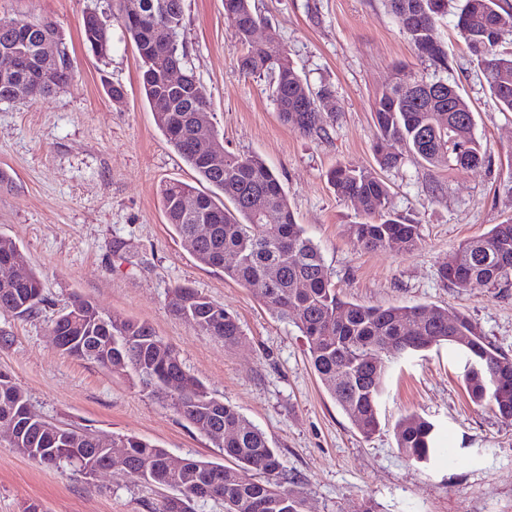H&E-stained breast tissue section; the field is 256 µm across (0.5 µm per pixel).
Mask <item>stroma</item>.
I'll list each match as a JSON object with an SVG mask.
<instances>
[{"label": "stroma", "instance_id": "35a3bbf8", "mask_svg": "<svg viewBox=\"0 0 512 512\" xmlns=\"http://www.w3.org/2000/svg\"><path fill=\"white\" fill-rule=\"evenodd\" d=\"M265 23L256 40L285 46L312 88L329 85L330 126L307 136L285 125L268 79L240 73V46L224 0H184L186 65L206 87L225 151L259 155L280 177L298 224L318 246L338 295L366 306L425 304L471 318L512 357V286L443 283L437 270L460 241L512 219V112L502 111L481 70L441 18L449 81L475 116L486 162L433 167L406 157L383 172L393 211L420 226L410 252L369 251L351 224L361 216L339 200L326 174L337 163L373 167L372 104L388 84L432 75L386 0H254ZM112 20L113 0H0V19L51 20L71 62V83L43 100L0 102V236L39 273L38 313L0 311V372L45 418L108 435H134L180 458L223 461L222 449L131 374L112 373L58 351L54 319L80 296L106 312L148 323L186 371L262 430L278 448L288 491L303 512H512V422L470 398L463 366L448 345L403 358L388 382L380 426L364 438L331 399L299 330L281 321L223 270L199 264L166 222L163 182H193V171L157 129L140 92L136 49L114 30L104 58L84 43L87 9ZM122 85L114 105L104 85ZM187 285L236 315L233 347L172 314L168 293ZM416 414L434 422L441 453L408 460L394 428ZM163 490L120 469L87 479L19 454L0 439V512L40 502L46 512H155Z\"/></svg>", "mask_w": 512, "mask_h": 512}]
</instances>
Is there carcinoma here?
Here are the masks:
<instances>
[{
  "label": "carcinoma",
  "instance_id": "carcinoma-1",
  "mask_svg": "<svg viewBox=\"0 0 512 512\" xmlns=\"http://www.w3.org/2000/svg\"><path fill=\"white\" fill-rule=\"evenodd\" d=\"M160 0H114L116 20L133 41L140 58L141 90L155 124L181 159L196 174V184L170 181L160 188L167 224L207 267L224 269L226 277L250 289L277 316L293 323L306 339L310 363L321 383L352 424L365 437L379 427V407L385 395L389 364L432 345L446 344L465 361V380L474 403L488 406L512 421V358L498 352L477 325L463 314L448 320V309L428 305L365 306L345 301L332 287L322 255L305 229L296 223L279 176L258 155L224 154L216 168L197 153L193 140L201 121L211 122L210 96L199 85L185 97L162 80L165 69L183 67V0H166L169 9L157 14ZM392 14L417 53L439 70L448 69V53L435 39L437 21L448 11V0H387ZM500 0H457L454 28L469 55L478 62L501 110L512 112V28L498 27ZM242 48L238 67L247 77H270L271 95L279 118L303 134L326 131L321 103L332 97L324 85L314 91L280 45L255 44L252 31L263 22L251 0H224ZM84 41L105 56L112 33L92 9L82 17ZM19 52L37 65L52 58L56 70L51 85L33 80L30 72L0 77V101L18 97L37 102L71 80V63L62 38L49 21L21 23L0 19V52ZM461 99L444 78L419 76L399 80L376 96L373 121L377 130L374 155L382 169L402 165L405 154L438 166L475 168L485 163L474 133V113L452 111ZM336 195L352 202L367 221L350 225L365 250L415 249L420 226L391 210L390 191L375 170L339 163L327 172ZM267 212L277 221H264ZM206 224L210 234L196 236ZM228 256L233 264L224 265ZM27 263L15 241L0 236V262ZM441 281L457 288L477 285L489 290L512 284V221L494 225L485 234L461 241L438 269ZM43 301V286L33 270L25 280L0 285V310L30 315ZM170 310L198 331L235 345L242 336L238 318L197 290L178 285L169 291ZM415 327L414 333L407 325ZM52 328L71 342L64 353L96 363L109 371H130L143 388L162 395L184 420L206 436L233 466L188 459L180 469L167 465L168 451L135 436L114 437L130 449L122 470L142 482L171 491L157 512H194L197 489L222 474L213 498L224 512H302V500L281 487L278 450L265 433L237 410L214 397L182 366L170 345L144 322L101 310L76 297L57 316ZM169 376L181 380L169 392L155 389ZM26 394L0 374V427L19 426ZM397 448L407 458L427 463L440 453L435 426L418 415L395 427ZM12 447L31 459L47 460L56 468L84 475L105 465L108 455L96 434L42 420L16 434Z\"/></svg>",
  "mask_w": 512,
  "mask_h": 512
}]
</instances>
